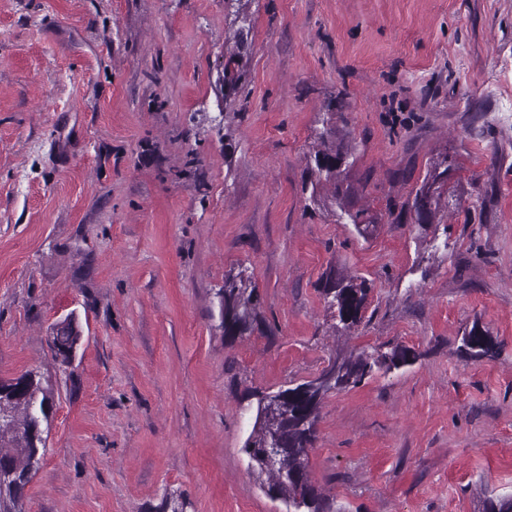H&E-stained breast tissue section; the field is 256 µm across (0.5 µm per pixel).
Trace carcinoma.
Returning a JSON list of instances; mask_svg holds the SVG:
<instances>
[{
	"label": "carcinoma",
	"instance_id": "obj_1",
	"mask_svg": "<svg viewBox=\"0 0 512 512\" xmlns=\"http://www.w3.org/2000/svg\"><path fill=\"white\" fill-rule=\"evenodd\" d=\"M250 2L227 0L228 37L215 80L218 108L226 119L239 112L238 95L248 76L253 29ZM321 124L316 132V150L308 157L309 179L303 192L309 194L312 205L325 210L339 224L353 225L362 235L377 226L378 218L366 209L353 210L345 201L344 171H336L335 163L350 167L355 160L354 147H346L340 141L335 103L325 106ZM449 190L448 167L442 162L430 163L412 203L417 220L432 223ZM369 292L363 279L338 277L332 272L322 278L321 295L345 330L362 323ZM217 297L224 336L234 340L251 335L261 322L256 285L251 276L244 270L225 274L224 288L218 291ZM81 335L79 323L70 314L53 327L50 348L54 351L64 347L72 353L78 349ZM461 342L465 352L474 358L493 359L498 355V344L474 329L464 333ZM417 358L418 354L406 346L397 345L388 352L378 347L364 348L331 360L318 377L286 389L288 397L275 413L269 411L265 395H257L253 429L243 446L248 471L259 478L265 477L264 490L275 493L287 512H342L333 509V502L315 487L308 473L309 452L317 440L321 404L332 391L355 388L376 372L399 369ZM42 379L41 374L29 372L16 380L0 379V463L8 462L14 472L12 476L0 473V512H23L26 488L34 475L31 460L45 450L46 439L35 441L27 434L32 407L52 404L51 393L43 387ZM268 437L277 438L287 446L286 454L274 465L257 448ZM483 512H512V494L489 498Z\"/></svg>",
	"mask_w": 512,
	"mask_h": 512
}]
</instances>
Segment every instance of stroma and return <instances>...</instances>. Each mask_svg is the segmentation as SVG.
<instances>
[{"mask_svg": "<svg viewBox=\"0 0 512 512\" xmlns=\"http://www.w3.org/2000/svg\"><path fill=\"white\" fill-rule=\"evenodd\" d=\"M237 149L214 81L224 0H0V377L54 393L25 512H284L247 469L256 393L330 359L418 361L324 399L312 482L346 512H482L512 492V0H251ZM340 103L369 237L307 208L306 156ZM444 156L462 196L420 226ZM257 285L260 332L215 297ZM371 287L334 329L328 271ZM75 314L71 373L49 346ZM477 330L492 359L460 348ZM444 162H432L427 167L426 173L421 180L420 186L416 189L412 208L418 222L426 217L425 224H431L438 214L439 204L445 198L448 207V165ZM444 166V167H443ZM442 168V169H441ZM256 285L246 270L224 276V288L217 293L219 315L225 338L249 336L261 322Z\"/></svg>", "mask_w": 512, "mask_h": 512, "instance_id": "obj_1", "label": "stroma"}]
</instances>
